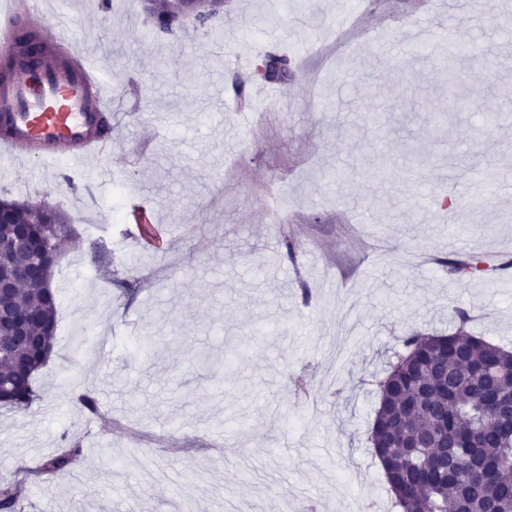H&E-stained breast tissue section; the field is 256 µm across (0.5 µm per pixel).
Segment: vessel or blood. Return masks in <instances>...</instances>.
<instances>
[{"label": "vessel or blood", "mask_w": 512, "mask_h": 512, "mask_svg": "<svg viewBox=\"0 0 512 512\" xmlns=\"http://www.w3.org/2000/svg\"><path fill=\"white\" fill-rule=\"evenodd\" d=\"M24 0L0 9V49L18 62L0 76V157L29 163L67 158L104 176L112 155V93L91 51L72 41L57 22L38 16L39 44L21 49L16 25Z\"/></svg>", "instance_id": "obj_1"}]
</instances>
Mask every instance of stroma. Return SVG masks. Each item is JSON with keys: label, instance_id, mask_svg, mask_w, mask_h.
<instances>
[{"label": "stroma", "instance_id": "stroma-1", "mask_svg": "<svg viewBox=\"0 0 512 512\" xmlns=\"http://www.w3.org/2000/svg\"><path fill=\"white\" fill-rule=\"evenodd\" d=\"M91 36L112 74L129 163L83 184L67 159L0 163V197L56 206L58 325L28 411L0 408V483L79 441L60 478L27 483L20 512H359L391 504L368 442L369 375L413 328H469L512 349V118L483 107L512 86V0H224V52L289 60L287 82L222 69L208 31L150 36L141 0H37ZM275 18L273 33L255 14ZM421 17L425 44L410 36ZM480 45L458 81L474 103L432 117L448 89L431 48L442 23ZM228 102L214 114L206 91ZM455 198L443 209L419 188ZM118 204L119 223L109 216ZM503 262L494 287L450 283L438 261ZM165 344L143 359L142 337ZM92 393L114 425L88 415Z\"/></svg>", "mask_w": 512, "mask_h": 512}]
</instances>
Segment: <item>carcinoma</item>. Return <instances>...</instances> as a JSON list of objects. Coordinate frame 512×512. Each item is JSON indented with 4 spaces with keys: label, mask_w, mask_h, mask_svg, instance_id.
<instances>
[{
    "label": "carcinoma",
    "mask_w": 512,
    "mask_h": 512,
    "mask_svg": "<svg viewBox=\"0 0 512 512\" xmlns=\"http://www.w3.org/2000/svg\"><path fill=\"white\" fill-rule=\"evenodd\" d=\"M157 36L172 38L182 30L179 0H144ZM288 59L265 54L253 77L267 81L263 68ZM6 222L0 241L26 231L33 249L48 264L20 285L13 306L34 317L24 350L16 363L12 336L0 332V407L23 411L37 399L34 374L53 352L57 296L50 288L57 241L69 229L56 208L43 210L3 200ZM455 283L491 282L497 268L474 254L443 262ZM451 332L411 330L400 340L378 382V404L370 428L373 453L399 512H512V350L494 345L466 329L469 311L454 309ZM74 442L45 458L38 474L58 475L78 459ZM22 482L0 484V509L16 512Z\"/></svg>",
    "instance_id": "obj_1"
}]
</instances>
